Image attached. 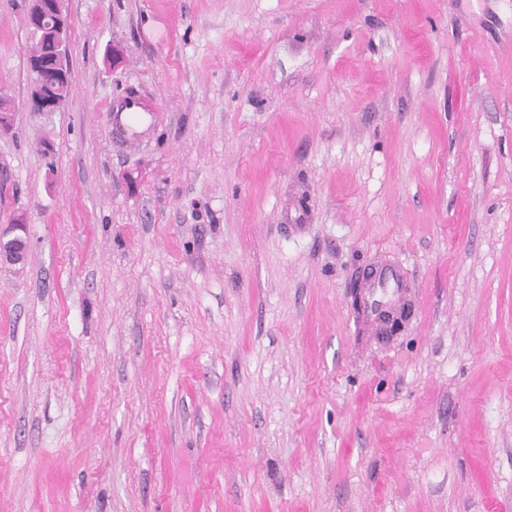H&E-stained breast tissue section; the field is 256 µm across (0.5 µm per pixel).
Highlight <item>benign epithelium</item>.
I'll list each match as a JSON object with an SVG mask.
<instances>
[{"mask_svg": "<svg viewBox=\"0 0 512 512\" xmlns=\"http://www.w3.org/2000/svg\"><path fill=\"white\" fill-rule=\"evenodd\" d=\"M65 0H32L27 16L31 32L41 38L50 37L57 44V58L51 65L39 61L30 63L33 74L31 85V109L35 112H55L65 99L60 96L59 86L68 81L67 57L69 52V26L64 10ZM26 243L20 238L6 243L0 241V256L13 262L23 260Z\"/></svg>", "mask_w": 512, "mask_h": 512, "instance_id": "1", "label": "benign epithelium"}]
</instances>
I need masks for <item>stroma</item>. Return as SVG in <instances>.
<instances>
[{
	"mask_svg": "<svg viewBox=\"0 0 512 512\" xmlns=\"http://www.w3.org/2000/svg\"><path fill=\"white\" fill-rule=\"evenodd\" d=\"M0 0V512H512V0ZM130 96L160 121L119 134ZM413 308L378 340L379 264ZM65 0H32L27 16L30 30L35 36L50 37L57 44V58L52 65L40 61L30 63L33 74L31 109L35 112H54L60 109L69 92V84L61 97L59 86L68 81L67 57L69 52V26L64 10ZM48 18L51 21L46 22ZM387 292L390 304L403 299L406 293V285L399 271L391 266H380L373 271V276L364 281V290L371 297L368 308L364 312L363 319L369 327L378 324L381 319L379 308L374 305V298L382 289Z\"/></svg>",
	"mask_w": 512,
	"mask_h": 512,
	"instance_id": "35a3bbf8",
	"label": "stroma"
}]
</instances>
